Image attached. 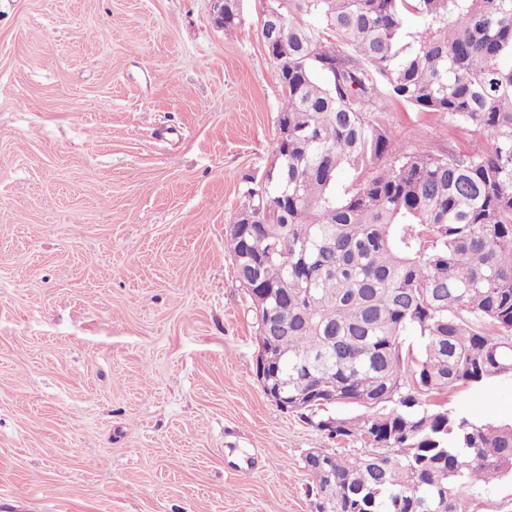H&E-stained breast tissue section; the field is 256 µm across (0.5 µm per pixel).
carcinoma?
<instances>
[{"mask_svg": "<svg viewBox=\"0 0 512 512\" xmlns=\"http://www.w3.org/2000/svg\"><path fill=\"white\" fill-rule=\"evenodd\" d=\"M283 17L274 163L231 225L253 311L288 323L268 378L334 439L311 476L336 512H468L458 490L512 475V421L448 391L512 377V0H275ZM225 0L224 32L241 22ZM487 141L396 152L387 98ZM356 174L336 194L340 175ZM419 337L418 347L405 344ZM363 413H315L328 406Z\"/></svg>", "mask_w": 512, "mask_h": 512, "instance_id": "carcinoma-1", "label": "carcinoma"}]
</instances>
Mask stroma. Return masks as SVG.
<instances>
[{
    "label": "stroma",
    "mask_w": 512,
    "mask_h": 512,
    "mask_svg": "<svg viewBox=\"0 0 512 512\" xmlns=\"http://www.w3.org/2000/svg\"><path fill=\"white\" fill-rule=\"evenodd\" d=\"M263 6L228 35L211 0H0V512H312L305 454H366L254 376L225 241L279 137Z\"/></svg>",
    "instance_id": "stroma-1"
}]
</instances>
